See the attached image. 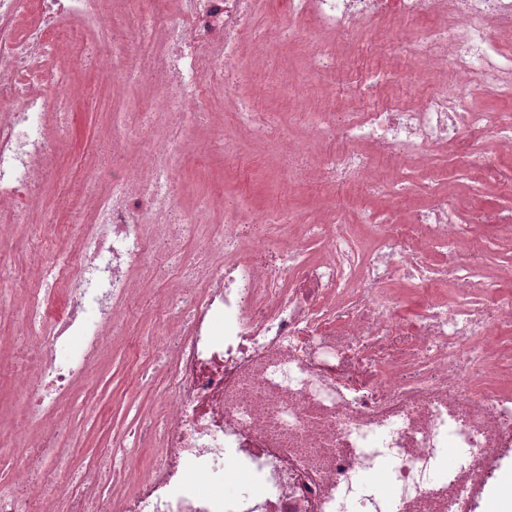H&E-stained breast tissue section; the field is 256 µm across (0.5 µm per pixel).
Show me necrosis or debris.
Here are the masks:
<instances>
[{"label": "necrosis or debris", "mask_w": 512, "mask_h": 512, "mask_svg": "<svg viewBox=\"0 0 512 512\" xmlns=\"http://www.w3.org/2000/svg\"><path fill=\"white\" fill-rule=\"evenodd\" d=\"M102 2L41 0L21 33L23 0H0V215L42 205L61 143L46 117L71 109L68 97L46 96L64 70L48 58L74 40L66 18L97 14ZM264 5L113 0L112 19L132 45L113 47L106 78L124 88L152 83L160 106L114 122L112 151L137 142V168L105 195L95 180L82 183L88 220L69 249L50 256L27 241L0 264V279L17 283L39 264L47 284L7 312L17 343L8 377L26 407L0 512H486L512 476V382L500 383L512 354L496 348L512 328V290L478 271L489 230L511 226L512 211L473 206L460 219L449 187L432 175L451 146L468 170L512 192V175L490 166L483 148L512 152V113L461 103L475 89L512 101V51L495 39L512 31V0H285L259 26ZM288 44L304 48L310 79L336 72L361 45L391 63L357 83L358 107L298 111L299 141L254 98H238L236 133L208 151L246 172L243 133L291 183L328 197L355 185L379 202L361 218L367 236L333 205L304 217L249 211L234 198L213 224L207 204L177 200L187 130L215 119L216 100L242 72L278 78L277 48ZM403 58L438 74L437 87L412 105L362 109L404 80L393 66ZM323 144L339 150L309 166V148ZM417 187L429 205L396 219L385 199ZM316 236L323 257L304 261ZM191 239L205 250L163 274L160 256ZM436 251L445 256L438 265L428 260ZM162 275L170 287L159 297L162 392L154 422L141 426L147 434L161 426L159 451L148 467L126 470L118 494L115 466L72 471L59 446L69 418L61 399L129 326L132 290ZM400 278L423 298L410 322L388 287ZM76 339L80 348L59 359ZM452 449L459 462L448 470ZM228 468L238 476L231 490ZM381 468L385 488L367 484ZM191 477L213 493H185Z\"/></svg>", "instance_id": "4bbe7bcc"}]
</instances>
